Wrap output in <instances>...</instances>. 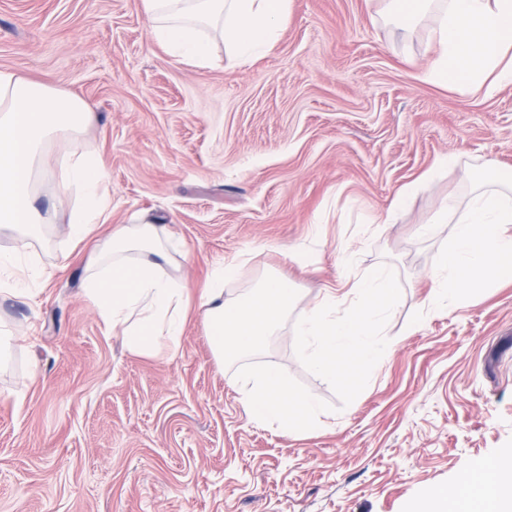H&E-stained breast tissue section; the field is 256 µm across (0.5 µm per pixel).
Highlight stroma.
<instances>
[{
  "label": "stroma",
  "instance_id": "stroma-1",
  "mask_svg": "<svg viewBox=\"0 0 512 512\" xmlns=\"http://www.w3.org/2000/svg\"><path fill=\"white\" fill-rule=\"evenodd\" d=\"M433 27L403 29L384 0H292L266 54L239 64L218 42L197 67L153 39L143 0H0V70L93 114L76 140L45 144L39 203L58 158L82 150L103 159L111 199L109 223L76 248L68 210L54 211L27 250L49 279L0 293V512H413L512 455V273L443 304L431 281L452 233L439 205L463 212L485 167L512 178V85L422 81ZM444 155L457 165L383 223ZM146 221L192 294L233 257L245 264L225 297L268 273L298 289L256 360L331 404L318 428L284 433L246 412L197 306L178 347L149 354L102 320L85 267L112 225ZM373 266L400 281L393 346L343 407L296 356L293 326ZM455 163V159L453 157H444L437 161V163L434 165L433 168H431L429 171H427L422 176V181L417 183H411L408 185H405L402 187L395 197L390 202L387 210L386 215L383 219V223L389 224L391 216L398 210L402 209L407 201L415 194L417 190L420 189V187L423 185V181H430L432 180L439 171L443 169H447L448 166H451Z\"/></svg>",
  "mask_w": 512,
  "mask_h": 512
}]
</instances>
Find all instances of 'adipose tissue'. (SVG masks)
I'll use <instances>...</instances> for the list:
<instances>
[{
	"mask_svg": "<svg viewBox=\"0 0 512 512\" xmlns=\"http://www.w3.org/2000/svg\"><path fill=\"white\" fill-rule=\"evenodd\" d=\"M143 2L153 21V38L176 60L196 66L209 63L213 33L243 63L269 51L290 5V0ZM428 5L436 13V57L422 73L423 81L452 82L462 90L512 84V0H389L390 9L405 22ZM91 118L80 98L0 71V229L13 230L18 242L13 251L0 252V286L6 292L28 295L31 283L46 276L25 259L28 239L51 218L38 207L33 190L42 148L53 135H79ZM500 180L495 167H486L484 191L470 199L452 224V238L433 275L435 301H453L461 291L489 287L512 263V198L496 192ZM74 189L82 203L71 209L66 233L77 244L110 217L108 174L97 154L75 152L63 158L55 207L66 206ZM169 262V242L155 225L123 224L111 229L87 267V297L132 352L180 342L189 288L166 274ZM241 265L238 259L225 262L198 298L219 358L253 351L296 304V288L277 275L266 276L247 295L225 298L224 284ZM416 512H512V459L483 465L477 495L461 491L451 497L438 490Z\"/></svg>",
	"mask_w": 512,
	"mask_h": 512,
	"instance_id": "ef3b65f1",
	"label": "adipose tissue"
}]
</instances>
